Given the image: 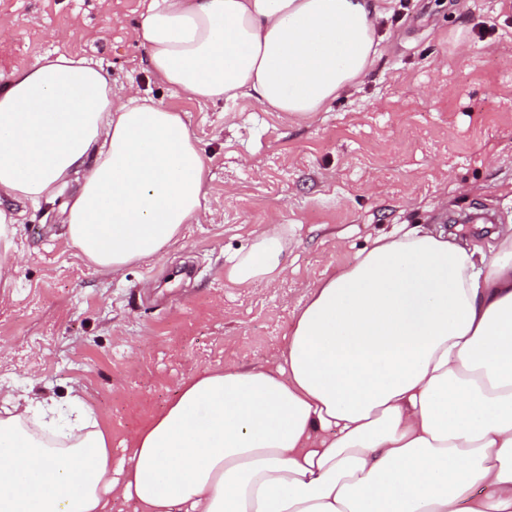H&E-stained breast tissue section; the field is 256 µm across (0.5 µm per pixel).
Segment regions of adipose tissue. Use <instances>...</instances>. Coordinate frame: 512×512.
<instances>
[{"instance_id": "1", "label": "adipose tissue", "mask_w": 512, "mask_h": 512, "mask_svg": "<svg viewBox=\"0 0 512 512\" xmlns=\"http://www.w3.org/2000/svg\"><path fill=\"white\" fill-rule=\"evenodd\" d=\"M378 14L379 0H150L136 38L172 94L306 120L370 71ZM73 181L66 234L115 273L174 242L208 194L182 113L44 55L0 82V279L11 205ZM283 251L268 230L227 276L270 285ZM60 419L27 396L0 406V512H512V234L489 258L418 230L375 239L313 289L282 362L200 371L149 415L121 478L90 415Z\"/></svg>"}]
</instances>
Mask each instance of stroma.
Wrapping results in <instances>:
<instances>
[{
  "instance_id": "1",
  "label": "stroma",
  "mask_w": 512,
  "mask_h": 512,
  "mask_svg": "<svg viewBox=\"0 0 512 512\" xmlns=\"http://www.w3.org/2000/svg\"><path fill=\"white\" fill-rule=\"evenodd\" d=\"M381 56L298 121L249 97L200 104L149 72L135 28L148 0H0V81L36 57L99 64L113 93L183 112L209 185L198 222L120 274L65 235V197L24 204L12 278L0 283V395L79 402L112 439V471L145 413L214 367L268 368L295 309L401 225L480 247L512 224V0H388ZM287 240L272 286L224 275L268 225Z\"/></svg>"
}]
</instances>
